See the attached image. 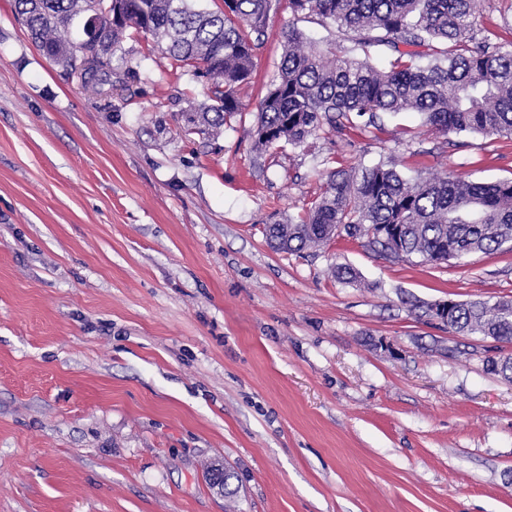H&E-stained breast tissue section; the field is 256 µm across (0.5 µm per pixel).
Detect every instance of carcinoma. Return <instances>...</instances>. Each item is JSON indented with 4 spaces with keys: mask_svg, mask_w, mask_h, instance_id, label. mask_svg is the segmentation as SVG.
<instances>
[{
    "mask_svg": "<svg viewBox=\"0 0 512 512\" xmlns=\"http://www.w3.org/2000/svg\"><path fill=\"white\" fill-rule=\"evenodd\" d=\"M275 0H224L210 9L197 0H14L35 47L83 89H129L130 72L112 81L115 48L127 30L152 37L172 69L208 77L209 104L184 134L224 125L240 111L239 89L252 78ZM295 20L333 25L349 46L305 49L295 25L259 106V150L299 146L323 128L377 126L382 114L415 112L445 135L512 138V50L477 37L479 0H288ZM86 16L85 38L73 37ZM413 50L403 51L401 47ZM382 49L397 53L389 70L373 63ZM367 246L386 249L392 227L403 259L461 260L512 247V179L476 182L447 176L404 178L383 161L332 168L303 215L270 224L276 251L297 253L331 240L339 227ZM448 329L512 342V300L455 302Z\"/></svg>",
    "mask_w": 512,
    "mask_h": 512,
    "instance_id": "cac0c4a2",
    "label": "carcinoma"
}]
</instances>
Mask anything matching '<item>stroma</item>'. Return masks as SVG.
Segmentation results:
<instances>
[{
  "label": "stroma",
  "mask_w": 512,
  "mask_h": 512,
  "mask_svg": "<svg viewBox=\"0 0 512 512\" xmlns=\"http://www.w3.org/2000/svg\"><path fill=\"white\" fill-rule=\"evenodd\" d=\"M287 4L242 109L207 102L133 34L129 94L82 89L0 0V512H512V343L463 336L430 304L512 299V251L394 261L365 239L274 251L334 167L512 178V139L447 137L413 112L377 129L253 148ZM479 28L512 50V0ZM355 270L353 280L332 266Z\"/></svg>",
  "instance_id": "1"
}]
</instances>
